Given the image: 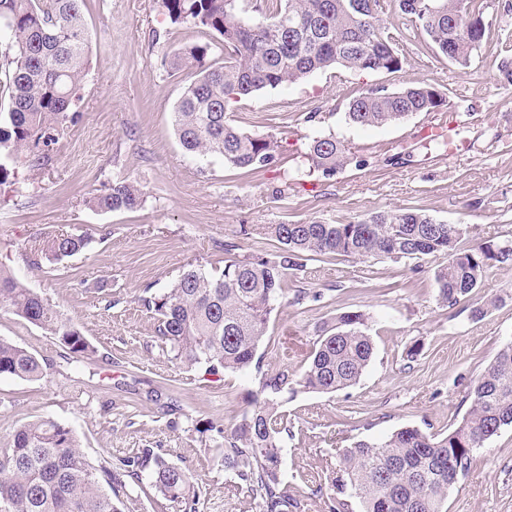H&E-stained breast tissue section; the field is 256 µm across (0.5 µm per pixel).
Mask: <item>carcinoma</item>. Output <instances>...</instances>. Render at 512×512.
<instances>
[{"mask_svg":"<svg viewBox=\"0 0 512 512\" xmlns=\"http://www.w3.org/2000/svg\"><path fill=\"white\" fill-rule=\"evenodd\" d=\"M263 0L270 20L244 23L241 0H161L174 26L189 25L215 37L224 63L209 61L211 44L182 49L176 66L193 78L173 110L181 147L202 158L220 157L245 173L276 160L280 144L271 135L241 131L227 118L230 105L266 87L289 86L327 70L397 74L406 60L404 34L394 35L383 16L394 6L407 30L427 36L426 47L461 70L468 69L486 32L497 22L493 0ZM84 0H0V27L9 32L10 54L0 64V92L8 111L0 113V151L19 165L46 166L57 136L78 113L71 111L89 66L90 35ZM454 104L432 83L389 92L372 88L353 96L346 120L381 127L416 113L453 112ZM350 155L333 135L312 139L305 153L307 175L323 178L343 169ZM141 190L126 179L95 195L102 212L134 209ZM276 258L240 255V244L224 242V270L218 276L197 268L184 271L171 287L143 296L158 321V335L174 359L203 364L211 373L246 371L266 336L270 315L286 298L288 276L317 256H358L398 261L425 256L446 259L435 272L438 301L454 308L476 292L488 269L512 261V241L458 247L460 224H444L413 210L383 211L347 224L315 220L270 224ZM87 237L59 233L26 253L28 266L59 263L81 252ZM0 310L48 331L73 353L94 347L75 325L59 319L43 298L0 266ZM360 312H343L323 322L309 361L297 373L279 368L261 377L249 393L250 409L224 445V471L258 512H290L299 499L285 480L282 464L288 422L279 411L286 392L334 393L359 382L374 346ZM36 381L43 369L28 350L0 339V376ZM470 405L443 433L406 426L381 440H359L340 448L326 476L334 494L329 512H448V492L465 478L474 454L512 426V341L473 381ZM150 470L156 491L179 509L196 512L193 474L143 448L123 468H95L78 449L68 428L48 420L26 423L0 448V512H123L128 472Z\"/></svg>","mask_w":512,"mask_h":512,"instance_id":"carcinoma-1","label":"carcinoma"}]
</instances>
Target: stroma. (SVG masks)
I'll use <instances>...</instances> for the list:
<instances>
[{"label":"stroma","mask_w":512,"mask_h":512,"mask_svg":"<svg viewBox=\"0 0 512 512\" xmlns=\"http://www.w3.org/2000/svg\"><path fill=\"white\" fill-rule=\"evenodd\" d=\"M92 40L88 74L49 167L19 168L0 185V265L77 326L94 354L71 353L55 336L0 312V338L35 354L44 376H0V448L22 424L50 420L69 428L92 466L116 468L139 449L188 468L198 483L197 512H252L224 471L222 430L248 408L261 373L302 371L316 328L341 312L368 318L372 362L358 384L330 394L283 395L292 425L283 473L301 505L328 512L331 487L312 494L310 477L334 465L337 449L415 426L442 432L461 420L468 386L512 340V265H496L485 285L455 308L437 300L438 259L362 260L331 256L289 277L288 290L324 293L325 305L278 304L257 356L259 370L222 371L175 360L162 347L157 321L141 298L169 288L184 269L224 268L225 241L243 253L270 257L279 244L269 224L321 220L347 223L380 211L415 209L467 226L468 249L512 238V84L497 65L512 57V40L487 31L479 57L460 71L432 52L409 51L395 75L317 72L302 82L265 88L235 104L242 131L281 144L277 163L245 174L222 159L184 154L172 112L186 74L171 63L199 41L187 25L170 24L159 0H86ZM432 82L450 88L463 127L448 147L426 150L433 118L415 114L387 126L345 118L351 94ZM316 120H309V113ZM335 134L356 158L330 179L298 185L302 155L313 136ZM410 154L407 164L387 159ZM366 164H359V157ZM127 178L143 193L133 210L102 212L89 202L113 180ZM250 228L241 237V228ZM85 233L90 243L57 264L30 269L24 254L54 233ZM489 304L471 319L472 306ZM418 347L415 359L406 352ZM126 512H173L148 472L126 480ZM448 512H512V427L477 455L472 471L448 493Z\"/></svg>","instance_id":"obj_1"}]
</instances>
